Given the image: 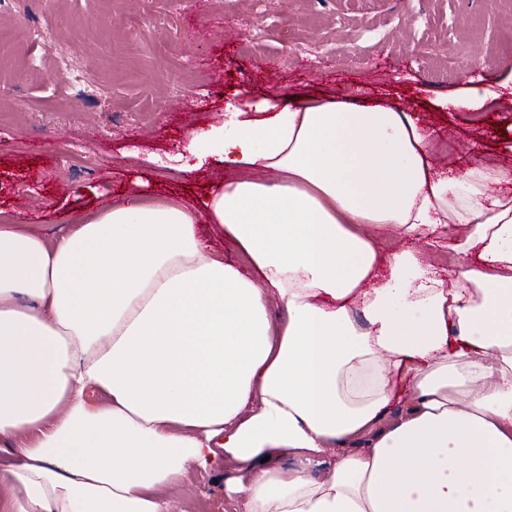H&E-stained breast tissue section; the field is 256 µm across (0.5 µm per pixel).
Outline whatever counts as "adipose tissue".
Instances as JSON below:
<instances>
[{
  "label": "adipose tissue",
  "instance_id": "adipose-tissue-1",
  "mask_svg": "<svg viewBox=\"0 0 512 512\" xmlns=\"http://www.w3.org/2000/svg\"><path fill=\"white\" fill-rule=\"evenodd\" d=\"M206 138L235 176L202 209L0 221V512H164L215 458L244 512H512V172L347 98ZM449 225L447 281L415 243ZM203 235L207 238V240L212 241V243L218 247L224 253V261L234 263L244 270H247V258L233 251L226 243L224 244V233L223 229H221L218 225H203L202 227ZM224 244V245H223Z\"/></svg>",
  "mask_w": 512,
  "mask_h": 512
}]
</instances>
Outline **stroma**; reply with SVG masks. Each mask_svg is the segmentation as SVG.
<instances>
[{"label": "stroma", "mask_w": 512, "mask_h": 512, "mask_svg": "<svg viewBox=\"0 0 512 512\" xmlns=\"http://www.w3.org/2000/svg\"><path fill=\"white\" fill-rule=\"evenodd\" d=\"M40 27L56 40L32 41ZM0 30V218L26 201L54 234L121 191L199 204L225 176L202 132L275 87L415 113L435 168H512V0H0ZM463 73L498 91L490 108L436 106ZM169 499L224 512V477L196 473Z\"/></svg>", "instance_id": "1"}]
</instances>
